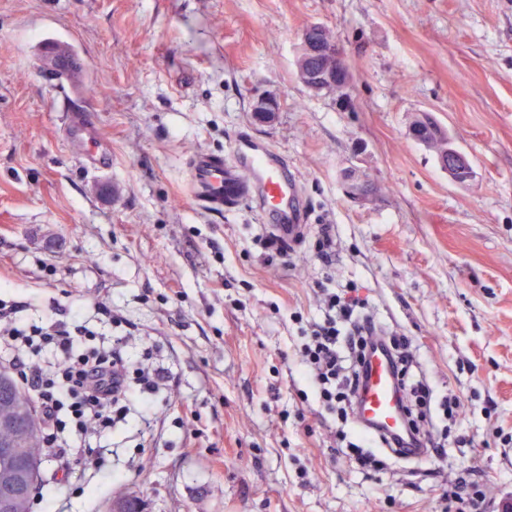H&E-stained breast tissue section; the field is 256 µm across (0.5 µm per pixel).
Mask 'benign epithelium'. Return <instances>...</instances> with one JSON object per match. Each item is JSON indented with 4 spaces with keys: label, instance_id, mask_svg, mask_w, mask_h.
Returning <instances> with one entry per match:
<instances>
[{
    "label": "benign epithelium",
    "instance_id": "obj_1",
    "mask_svg": "<svg viewBox=\"0 0 512 512\" xmlns=\"http://www.w3.org/2000/svg\"><path fill=\"white\" fill-rule=\"evenodd\" d=\"M320 25H312L302 34L299 58L310 56H323L324 65L318 70H311L303 65L298 66V77L304 87L314 94L322 92L334 94L338 97H347L351 88L352 76L347 64L346 56L340 43L325 45L318 40ZM279 109L278 102L272 99H263L254 108L255 118L266 124L274 121ZM412 137L436 152L441 161L452 159L448 166V176L457 183H465L471 175L467 171L471 165L466 157L450 146L444 131L436 130L432 118L423 119V122L410 125ZM346 193L362 204L372 200L374 191L368 186L363 176L353 171L343 177ZM39 461L31 458L23 467L17 470L12 480L0 486V512H12L16 505L26 500L37 479Z\"/></svg>",
    "mask_w": 512,
    "mask_h": 512
}]
</instances>
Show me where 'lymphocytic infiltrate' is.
Returning a JSON list of instances; mask_svg holds the SVG:
<instances>
[{"label": "lymphocytic infiltrate", "instance_id": "1", "mask_svg": "<svg viewBox=\"0 0 512 512\" xmlns=\"http://www.w3.org/2000/svg\"><path fill=\"white\" fill-rule=\"evenodd\" d=\"M363 306L353 294L330 297L325 320L314 330L304 357L321 401L336 411L338 435L346 439L354 461L361 469L378 470L383 460L365 446L376 441L385 446L389 440L360 427L354 418L362 362L374 328ZM17 313V303L0 299V361L36 403L42 454L80 480L83 468L103 461L90 443V430L101 432L125 420L137 394L156 392L170 374L163 368H131L111 345L80 348L92 331L77 318L22 323ZM389 345L398 385L410 395L404 404L410 430L415 439H425L418 423L427 416L432 390L425 380H412L413 360L405 339L391 338Z\"/></svg>", "mask_w": 512, "mask_h": 512}]
</instances>
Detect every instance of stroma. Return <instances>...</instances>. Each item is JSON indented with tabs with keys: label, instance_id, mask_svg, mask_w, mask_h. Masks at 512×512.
<instances>
[{
	"label": "stroma",
	"instance_id": "obj_1",
	"mask_svg": "<svg viewBox=\"0 0 512 512\" xmlns=\"http://www.w3.org/2000/svg\"><path fill=\"white\" fill-rule=\"evenodd\" d=\"M343 46L348 97L299 81L304 29ZM83 58L59 83L45 35ZM272 96L273 123L253 117ZM87 111L112 168L65 138ZM432 113L474 177L454 182L409 126ZM250 134L284 154L307 229L268 250L254 204L218 215L186 192L197 153ZM357 169L369 204L339 179ZM333 227L331 264L314 245ZM405 336L433 388L445 457L365 473L302 351L327 294ZM23 320L68 308L137 367L170 371L148 416L92 437L105 462L70 493L44 459L34 493L62 512H456L467 481L485 512L512 500V0H0V299ZM106 311H99V304ZM461 401L456 421L443 413Z\"/></svg>",
	"mask_w": 512,
	"mask_h": 512
}]
</instances>
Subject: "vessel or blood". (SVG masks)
<instances>
[{
  "mask_svg": "<svg viewBox=\"0 0 512 512\" xmlns=\"http://www.w3.org/2000/svg\"><path fill=\"white\" fill-rule=\"evenodd\" d=\"M48 68L64 77L76 66L75 55L48 50ZM69 138L87 167L107 170L112 152L103 143L89 115L74 114L69 119ZM234 190L239 200H255L268 220L267 229L282 239L293 241L304 231V215L298 205L299 188L288 161L267 142L251 137L237 141L231 160L207 153L195 155L190 164V196L200 208L221 212L224 192ZM402 395L395 387L390 355L380 335H373L362 368L361 386L355 414L361 425L373 427L387 436L403 435L405 418Z\"/></svg>",
  "mask_w": 512,
  "mask_h": 512,
  "instance_id": "obj_1",
  "label": "vessel or blood"
}]
</instances>
